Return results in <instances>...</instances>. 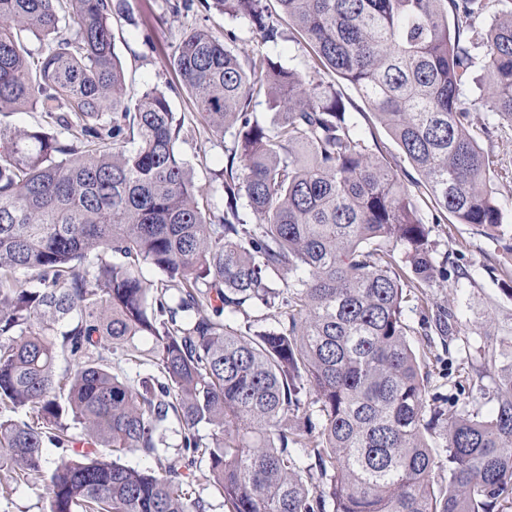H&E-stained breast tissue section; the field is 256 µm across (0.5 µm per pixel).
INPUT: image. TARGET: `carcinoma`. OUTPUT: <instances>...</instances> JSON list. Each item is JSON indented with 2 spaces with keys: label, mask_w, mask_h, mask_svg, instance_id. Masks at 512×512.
<instances>
[{
  "label": "carcinoma",
  "mask_w": 512,
  "mask_h": 512,
  "mask_svg": "<svg viewBox=\"0 0 512 512\" xmlns=\"http://www.w3.org/2000/svg\"><path fill=\"white\" fill-rule=\"evenodd\" d=\"M65 2L0 0V116L50 119L0 122V477H47L49 512H210L197 481L224 512L512 509V375L488 415L429 403L406 291L448 269L381 146L317 79L358 90L437 210L503 240L512 169L471 133L469 100L492 113L483 138L512 129V9L277 0L307 75L185 32L173 69L211 136L234 137L215 224L166 93L127 95L112 34L127 0ZM266 2L199 0L264 43ZM67 22L74 41L57 38ZM260 93L270 126L250 112ZM117 353L154 373L131 384ZM174 424L183 454L164 465ZM47 120L42 112L19 111L2 117V122L17 128H37L46 126Z\"/></svg>",
  "instance_id": "carcinoma-1"
}]
</instances>
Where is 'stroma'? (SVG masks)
<instances>
[{"label":"stroma","mask_w":512,"mask_h":512,"mask_svg":"<svg viewBox=\"0 0 512 512\" xmlns=\"http://www.w3.org/2000/svg\"><path fill=\"white\" fill-rule=\"evenodd\" d=\"M176 0H129L130 12L113 20L115 52L125 72L127 93L138 96L149 86L167 91L173 112L184 121L177 145L180 156L193 170L200 203L212 217L224 209L221 194L212 190L213 172L224 169L233 146L232 135L212 140L200 124L191 95L181 89L169 65V58L183 32L204 27L223 36L235 31V52L246 55L264 52L284 66L309 72L310 49L288 23L277 42L262 43L246 20L231 18L202 7L175 9ZM334 85L347 107L354 130L366 141H377L396 170L401 182L417 197L421 218L429 230L439 256L452 270L464 272L461 282L439 281L424 289L421 300H410L405 315L411 327L409 341L426 356L430 371V396L447 395L449 401L489 413L495 402L491 393L504 365H512V297L504 291L500 268L512 266V252L503 251L497 241L471 224L438 220L429 200L422 198L420 176L405 158L386 129L376 120L358 91L347 81ZM454 313L452 335H426L424 316L440 310ZM46 483L34 479L0 492V512H48Z\"/></svg>","instance_id":"1"}]
</instances>
